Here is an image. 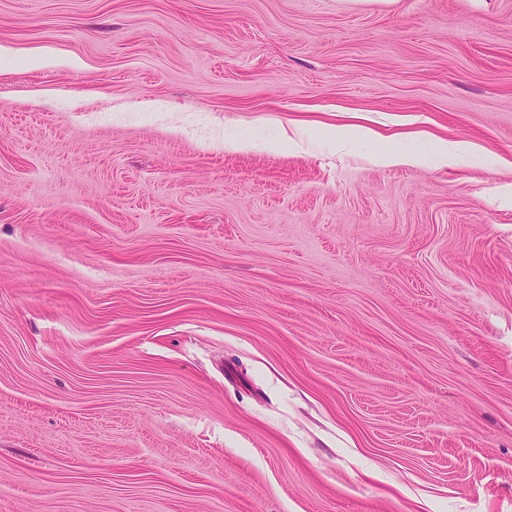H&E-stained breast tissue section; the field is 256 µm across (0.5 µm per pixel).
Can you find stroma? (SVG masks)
<instances>
[{
    "label": "stroma",
    "instance_id": "1",
    "mask_svg": "<svg viewBox=\"0 0 512 512\" xmlns=\"http://www.w3.org/2000/svg\"><path fill=\"white\" fill-rule=\"evenodd\" d=\"M506 186L512 0H0V512H512ZM431 149L438 160V163L442 166H447L452 163L455 157L468 149L470 144L467 142H448V140H435Z\"/></svg>",
    "mask_w": 512,
    "mask_h": 512
}]
</instances>
